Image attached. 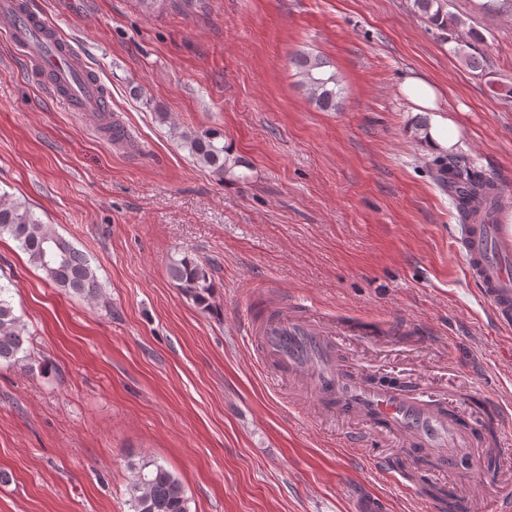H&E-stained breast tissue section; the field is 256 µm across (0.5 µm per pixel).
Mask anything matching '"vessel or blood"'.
Returning <instances> with one entry per match:
<instances>
[{"instance_id": "vessel-or-blood-1", "label": "vessel or blood", "mask_w": 512, "mask_h": 512, "mask_svg": "<svg viewBox=\"0 0 512 512\" xmlns=\"http://www.w3.org/2000/svg\"><path fill=\"white\" fill-rule=\"evenodd\" d=\"M0 24L7 28L9 43L22 51L32 77L45 80L75 111L98 116L109 128L113 147L131 143L101 85L88 78L73 46L42 15L27 10L22 0H0ZM456 247L495 322L511 330L512 241L500 225L488 221L463 225ZM264 302L270 312L248 305L244 325L255 364L267 381L288 376L305 382L326 406L372 418L376 431L396 437L407 453H431L450 469L467 448L490 445L488 428L499 431L512 423V411L491 398L484 401L483 417L467 419L463 406L448 405L426 391L372 387L341 364L335 329L304 300L273 291ZM483 510L512 512V487H493Z\"/></svg>"}]
</instances>
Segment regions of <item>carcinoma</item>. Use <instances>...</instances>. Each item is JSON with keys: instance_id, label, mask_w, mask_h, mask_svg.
<instances>
[{"instance_id": "obj_1", "label": "carcinoma", "mask_w": 512, "mask_h": 512, "mask_svg": "<svg viewBox=\"0 0 512 512\" xmlns=\"http://www.w3.org/2000/svg\"><path fill=\"white\" fill-rule=\"evenodd\" d=\"M413 11L427 23L442 31H456L458 18L448 13L447 0H412ZM301 83L318 108L334 111L339 107L341 89L334 73H326L328 62L306 52L292 58ZM224 135L204 132L183 135L184 146L192 156L218 175L233 173L241 160L230 161ZM436 179L442 184H459L469 189V197L456 202L460 221H479L489 200L491 179L474 169L462 157H444L437 161ZM16 241L29 263L40 270L45 280L66 295L79 296L92 302L103 296L96 271L90 260L68 240L45 224L26 205L7 201L0 196V236ZM169 277L182 292L201 309H210L212 283L206 267L195 260L183 258L168 268ZM8 289L0 286V365L16 366L27 358L26 326L16 315ZM129 505L132 512H190L189 497L181 480L154 459L142 457L131 464Z\"/></svg>"}]
</instances>
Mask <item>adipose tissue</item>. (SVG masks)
<instances>
[{
	"label": "adipose tissue",
	"mask_w": 512,
	"mask_h": 512,
	"mask_svg": "<svg viewBox=\"0 0 512 512\" xmlns=\"http://www.w3.org/2000/svg\"><path fill=\"white\" fill-rule=\"evenodd\" d=\"M401 92L416 111L430 115L429 125L423 134L428 150L439 154L454 148L459 141V132L445 116L443 108L438 107L436 86L427 80L410 77L402 83Z\"/></svg>",
	"instance_id": "obj_1"
}]
</instances>
